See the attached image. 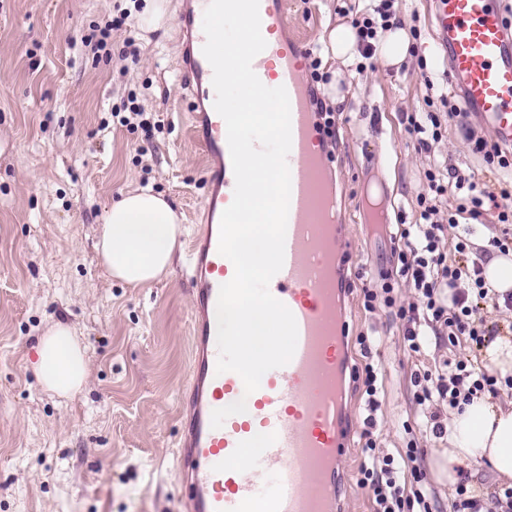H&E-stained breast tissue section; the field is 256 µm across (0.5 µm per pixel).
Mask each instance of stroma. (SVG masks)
<instances>
[{
    "instance_id": "stroma-1",
    "label": "stroma",
    "mask_w": 512,
    "mask_h": 512,
    "mask_svg": "<svg viewBox=\"0 0 512 512\" xmlns=\"http://www.w3.org/2000/svg\"><path fill=\"white\" fill-rule=\"evenodd\" d=\"M343 0H288V32L314 46L341 24ZM147 0H0V512H183L177 445L181 393L190 371L192 287L186 253L168 277L132 288L108 277L94 243L104 209L120 193L149 187L175 207L185 238L201 234L207 185L201 146L190 134V99L177 61L186 37L171 20L153 32L139 17ZM427 0H395L399 25L420 29L400 69L380 61L358 70L321 63L345 96L331 146L338 220L357 260L346 305L350 336L368 334L382 387L373 438L392 452L415 439L431 463L438 440L408 435L421 420L410 376L450 356L477 358L426 336L423 355L408 348L392 309L362 306V288L395 268L397 214L419 220L417 196L432 158L482 172L469 137H489L471 115L456 118L431 153L417 151L405 116L425 111L426 76L446 70L426 19ZM124 13L110 52L84 43L93 26ZM135 41L139 53L126 52ZM154 113L152 135L115 116L129 100ZM75 327L88 361L78 393L60 398L31 368L34 348L53 324ZM362 436L346 451L340 497L346 512H369L357 484Z\"/></svg>"
}]
</instances>
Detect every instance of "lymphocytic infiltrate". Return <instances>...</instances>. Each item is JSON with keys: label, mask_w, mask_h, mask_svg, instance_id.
Listing matches in <instances>:
<instances>
[{"label": "lymphocytic infiltrate", "mask_w": 512, "mask_h": 512, "mask_svg": "<svg viewBox=\"0 0 512 512\" xmlns=\"http://www.w3.org/2000/svg\"><path fill=\"white\" fill-rule=\"evenodd\" d=\"M394 0H367L361 19L354 26L363 58H373L378 35L393 24ZM444 106L440 112H414L407 115V131L417 150L430 151L433 142L443 137L448 118L461 114L456 101L441 94ZM472 151L481 158L485 173L476 175L433 160L425 174L427 190L417 198L420 223L399 224L392 251L397 261L395 274H382L380 288H363V307L373 309L376 303L393 308L394 315L405 321L404 334L413 353H421L422 328H430L449 345L460 343L482 345L486 327L477 300L490 298L482 276V266L491 252L512 251V149L498 142L478 138ZM456 191V205L442 210L441 199L448 189ZM493 212L499 224L498 234L488 240L486 248L473 247L462 235L445 240L446 228L457 227L460 220L478 221L486 212ZM413 288L416 303L399 304L395 296L397 283ZM356 341L364 358L354 374L365 400L364 460L357 483L367 490L371 512H512V487L490 494L473 488L468 475H461L453 496L447 504L425 491L426 471L421 464L423 451L407 445L398 454H378L372 438L374 414L379 407L380 372L371 360L367 336ZM414 399L427 407L424 431L441 439L447 433L439 409L441 405L456 408L472 398L512 390V378L498 381L487 368H480L467 359L456 360L452 370L437 367L415 371Z\"/></svg>", "instance_id": "lymphocytic-infiltrate-1"}]
</instances>
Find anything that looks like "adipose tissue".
Here are the masks:
<instances>
[{"instance_id": "obj_1", "label": "adipose tissue", "mask_w": 512, "mask_h": 512, "mask_svg": "<svg viewBox=\"0 0 512 512\" xmlns=\"http://www.w3.org/2000/svg\"><path fill=\"white\" fill-rule=\"evenodd\" d=\"M177 211L151 190L123 194L105 209L96 242L107 274L139 287L167 276L180 245ZM36 375L45 389L59 396L79 392L88 376L84 349L76 330L57 323L37 345ZM446 447L433 460L439 480L456 483L462 465H491L497 479L512 480V401L501 404L478 397L448 418Z\"/></svg>"}]
</instances>
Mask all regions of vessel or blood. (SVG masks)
I'll return each mask as SVG.
<instances>
[{"mask_svg": "<svg viewBox=\"0 0 512 512\" xmlns=\"http://www.w3.org/2000/svg\"><path fill=\"white\" fill-rule=\"evenodd\" d=\"M209 2L186 0L180 18L188 43L179 69L192 98L191 127L205 152L208 186V222L188 249L191 368L179 441L185 512H341L337 487L354 416L339 316L346 284L337 248L336 188L327 137L311 109L307 48L287 34L285 0H260L267 46L252 67L264 85L285 87L290 101L285 259L269 290L293 313L297 346L291 362L266 372L251 393L237 373L216 371L219 288L234 275L232 262L218 251L219 229L235 177L226 124L214 109L213 71L202 53ZM429 18L465 110L512 145V30L504 24L500 0H429ZM240 400L245 412L212 428V411Z\"/></svg>", "mask_w": 512, "mask_h": 512, "instance_id": "b4317fda", "label": "vessel or blood"}]
</instances>
